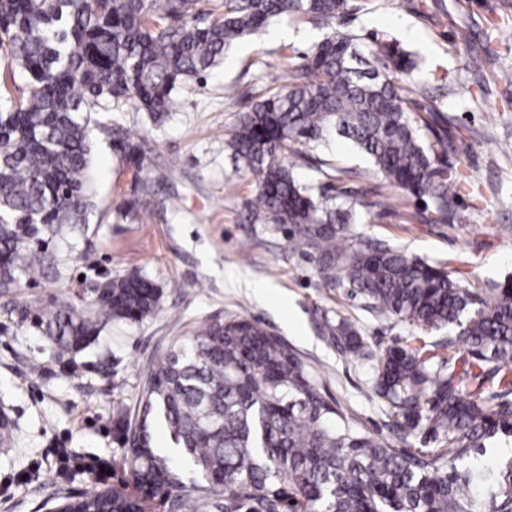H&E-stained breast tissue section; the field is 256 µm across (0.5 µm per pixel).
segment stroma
Returning a JSON list of instances; mask_svg holds the SVG:
<instances>
[{
    "instance_id": "obj_1",
    "label": "stroma",
    "mask_w": 512,
    "mask_h": 512,
    "mask_svg": "<svg viewBox=\"0 0 512 512\" xmlns=\"http://www.w3.org/2000/svg\"><path fill=\"white\" fill-rule=\"evenodd\" d=\"M506 24H512V0H354L331 25L365 39L388 34L419 55L418 77L433 97L420 100L418 111L435 108L448 117L456 142L444 160L468 177L458 199L465 223L424 222L421 203L392 187L343 139L300 148L292 158L300 180L330 195H352L356 232L445 264L466 287L512 281V154L496 148L512 140V83L504 81L512 75V42L501 37ZM462 31L468 40L459 39ZM323 35L307 20L277 19L236 45L204 80L180 86L178 107L162 122L129 108L101 115V122L141 143L147 159L133 177L111 136L93 132L96 207L72 240L64 277L0 297V414L13 421L16 436L10 447H0V512H51L62 492L111 490L124 473L113 406L135 413L143 374L169 341L230 315L260 320L361 430L388 435L383 407L366 395L372 359L342 351L325 324L349 318L372 349L409 335V327L376 320L343 291L326 288L283 233L251 222L256 178L236 169L224 150L238 113L299 65ZM474 56L484 62L481 71L468 67ZM146 179L153 183L147 200ZM130 273L160 288L156 313L140 323L112 324L77 356L76 369L63 373L21 310ZM258 284L266 285L265 294L255 293ZM34 361L40 372L31 371ZM60 448L108 463V474L58 477Z\"/></svg>"
}]
</instances>
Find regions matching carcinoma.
<instances>
[{
    "label": "carcinoma",
    "mask_w": 512,
    "mask_h": 512,
    "mask_svg": "<svg viewBox=\"0 0 512 512\" xmlns=\"http://www.w3.org/2000/svg\"><path fill=\"white\" fill-rule=\"evenodd\" d=\"M352 0H0V49L27 78L20 98L0 87V294L25 280L63 276L61 249L94 207L91 132L98 115L128 106L155 122L174 92L206 75L243 38L284 15L317 24ZM419 62L393 38L330 33L304 62L239 113L224 140L237 168L257 177L253 221L288 233L322 283L379 320L413 331L376 355L369 398L385 406L404 448L359 429L326 396L281 337L229 316L173 340L144 373L136 418L115 408L127 445L109 492L66 498L60 512H512V455L489 469L480 456L512 443V284L466 288L425 260L354 232L357 202L301 182L296 147L341 137L385 180L421 201L431 224L462 221L461 176L439 157L448 133L426 141ZM142 170L140 144L121 142ZM152 280L106 281L76 307L52 295L24 311L62 367L75 366L116 322L158 308ZM347 352L366 355L346 318L326 324ZM444 330L434 338L424 330ZM164 427L171 447L154 444ZM422 438L423 448L411 447ZM136 492H127L128 482Z\"/></svg>",
    "instance_id": "carcinoma-1"
}]
</instances>
